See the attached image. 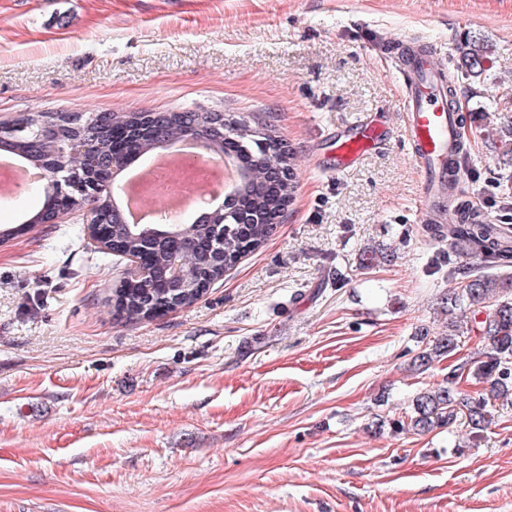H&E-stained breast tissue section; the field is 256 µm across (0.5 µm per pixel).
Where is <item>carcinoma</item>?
Masks as SVG:
<instances>
[{
    "label": "carcinoma",
    "mask_w": 512,
    "mask_h": 512,
    "mask_svg": "<svg viewBox=\"0 0 512 512\" xmlns=\"http://www.w3.org/2000/svg\"><path fill=\"white\" fill-rule=\"evenodd\" d=\"M458 73L478 79L492 63L487 43L470 37L456 46ZM12 131L4 134L6 151L16 159L47 168L55 163L73 177L92 170L112 171L114 162L125 163L127 156L146 157L167 142L175 143L191 131H198L211 152L233 156L243 171L232 200L224 203L223 223L216 217L195 219L165 230L158 224H127L117 209L111 189L100 187L86 194L62 197L41 186L44 196L41 218L57 208L69 209L83 219L93 214L107 224L110 243L103 247L121 256L138 258L149 255L144 263L147 274L126 281L112 291V313L125 322L140 321L197 300L206 288L220 279L247 254L261 247L273 234L279 219L295 192V172L291 164L294 152L268 126L250 125L231 118L216 121L209 112H97L66 121L60 131L43 134L30 131L33 115L20 114L8 121ZM84 140V148L64 156L54 154L57 133ZM495 149L512 157V128L495 133ZM455 224L431 225L434 235L446 231L453 251L472 254L480 261L475 272L464 276L460 287L442 298L440 311L448 316V331L430 340L419 336L424 348L412 358V365L427 370L436 361L451 356L464 331L456 320V310L470 311L474 321L470 331L477 332L482 351L448 372L445 385L432 386L416 394L408 420L389 422L393 432L417 435L444 427L458 415L478 434L492 422L494 403L512 395V275L493 274L481 268L512 265V243L502 239L494 224H482L475 213L460 205ZM187 272L180 288L167 287L174 267ZM471 377L484 384L474 395L458 389V380Z\"/></svg>",
    "instance_id": "obj_1"
}]
</instances>
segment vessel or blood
I'll return each instance as SVG.
<instances>
[{"label":"vessel or blood","mask_w":512,"mask_h":512,"mask_svg":"<svg viewBox=\"0 0 512 512\" xmlns=\"http://www.w3.org/2000/svg\"><path fill=\"white\" fill-rule=\"evenodd\" d=\"M397 52L404 57V132L420 173L423 221L441 224L447 216L444 198L465 192L461 173L448 171L449 160L462 155L460 115L448 106L444 70L434 52L407 40L398 41ZM388 139L386 122L376 117L339 129L333 154L321 166L330 175L355 167Z\"/></svg>","instance_id":"b4317fda"}]
</instances>
